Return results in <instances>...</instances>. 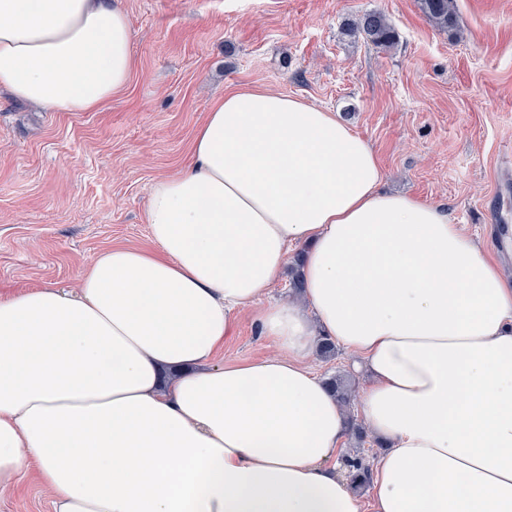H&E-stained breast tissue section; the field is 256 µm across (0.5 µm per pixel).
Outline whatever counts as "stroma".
I'll list each match as a JSON object with an SVG mask.
<instances>
[{
  "label": "stroma",
  "mask_w": 512,
  "mask_h": 512,
  "mask_svg": "<svg viewBox=\"0 0 512 512\" xmlns=\"http://www.w3.org/2000/svg\"><path fill=\"white\" fill-rule=\"evenodd\" d=\"M136 69L92 112H43L0 94V292L76 290L116 245L150 247L148 189L179 173L213 100L259 86L336 111L376 151L387 190L446 210L512 272V0H454L456 30L420 0H122ZM386 15L388 48L345 34ZM276 349L241 315L219 364ZM33 477L0 512H50Z\"/></svg>",
  "instance_id": "1"
}]
</instances>
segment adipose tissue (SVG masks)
Returning <instances> with one entry per match:
<instances>
[{
    "mask_svg": "<svg viewBox=\"0 0 512 512\" xmlns=\"http://www.w3.org/2000/svg\"><path fill=\"white\" fill-rule=\"evenodd\" d=\"M132 40L120 0H0V91L94 111ZM383 178L335 112L214 100L189 164L150 187L153 249L106 250L73 292L0 296V487L34 469L51 512H512V274ZM295 245L305 301H267ZM244 313L276 354L215 363ZM323 337L370 376L366 499L334 468Z\"/></svg>",
    "mask_w": 512,
    "mask_h": 512,
    "instance_id": "1",
    "label": "adipose tissue"
}]
</instances>
